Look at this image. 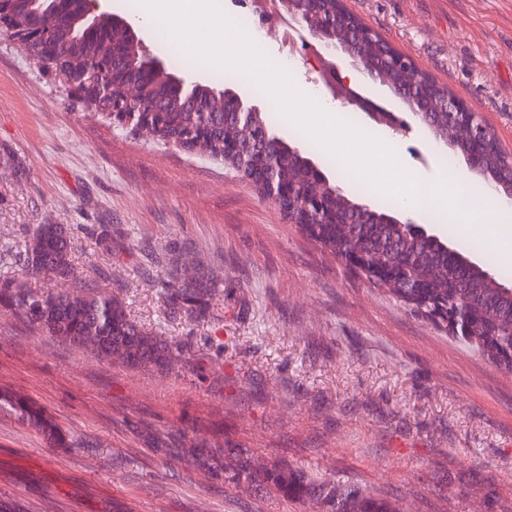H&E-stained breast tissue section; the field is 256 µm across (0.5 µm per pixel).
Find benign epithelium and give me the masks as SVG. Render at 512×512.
Segmentation results:
<instances>
[{
  "label": "benign epithelium",
  "instance_id": "7a95c632",
  "mask_svg": "<svg viewBox=\"0 0 512 512\" xmlns=\"http://www.w3.org/2000/svg\"><path fill=\"white\" fill-rule=\"evenodd\" d=\"M15 0H0V34L19 45L42 74L50 73L69 93L82 101L90 112L112 113V123L130 126L145 136L163 139L178 148L195 153L198 141L204 129L210 127L212 118L203 119L200 128L188 129L179 136L165 135L167 112L170 111L162 101L149 96L140 86L151 82L154 78L166 73L162 58L145 46L137 30L126 18L110 13L101 8L100 0H80L81 9L76 22L80 24L81 33L86 36H102L105 33L103 24H108L125 34L126 46L139 50L143 54L141 70L137 77L127 86L115 85L110 76L116 70L115 61L124 57L125 50L112 48V52L102 54L94 59V69L66 66L59 57L56 33L32 20L21 18L14 10ZM320 0H281L283 9L313 39L321 43L327 50H340L347 54L351 65L362 69L367 77L389 87L404 100L408 108L422 117L424 123L435 128L433 115L426 103L442 94V87L437 85L428 75L423 73L407 56L392 50L385 54L395 64L402 65L413 72L410 93L404 94L397 90L392 77V67L378 61H371L357 52L360 41L375 38L376 32L365 24L348 20L350 7L336 14L326 16L318 7ZM28 12L37 17L51 11L64 9L69 0H27ZM169 81L185 96V109L198 112L200 95L220 100L224 104L222 112H249L258 115L261 107L235 91L205 85L197 80L184 76L171 75ZM348 102L370 113L378 123L395 126L397 120L389 112H374L373 105L361 98L353 90L348 91ZM445 111L448 112V124L455 130V137L448 140L453 146L464 145L463 157L469 168L480 174H488L484 162V149L488 146L486 128L471 112L461 95L453 92L445 93ZM271 140L268 132L257 133L251 143L244 145L232 136L224 138V151L215 155L214 159L224 163L236 161L235 170L251 182L265 198L273 202L287 217L291 224H304V213L312 211L326 214L325 223H344L340 210L333 205V198L340 192L326 193L322 187L327 184V177L312 161L305 159L308 188H302L297 182L284 181L278 178L277 155L267 151ZM339 259L362 272L368 256L357 245L339 254ZM405 287L408 295L416 298L417 308L425 312L429 301L423 298L422 289L427 287L426 277L421 272L406 276ZM450 331L455 336L471 335L470 315L457 309L448 315Z\"/></svg>",
  "mask_w": 512,
  "mask_h": 512
}]
</instances>
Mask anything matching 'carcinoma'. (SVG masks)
<instances>
[{"label":"carcinoma","mask_w":512,"mask_h":512,"mask_svg":"<svg viewBox=\"0 0 512 512\" xmlns=\"http://www.w3.org/2000/svg\"><path fill=\"white\" fill-rule=\"evenodd\" d=\"M61 56L69 63L87 66L98 51L77 38L67 16H50ZM272 152H282L284 172L302 179L297 160L288 149L273 142ZM331 235L345 243L359 242L377 265L400 269L423 268L430 275L428 292L448 307L467 308L479 327L470 337L493 362L500 349L512 341V292L497 274L463 261L448 262V250L426 244L405 224L330 225ZM16 267L30 277H74L70 260V235L63 224H38L14 254ZM166 301L190 319L204 318L222 282L186 253L165 269ZM0 307L10 310L22 323L56 340L84 350L94 358L127 367L163 371L179 347L163 343L132 321L112 295L80 280L74 289L32 290L17 279L0 280ZM13 412L22 424L45 436L59 448H74L78 441L60 427L37 403L17 394L0 397V409ZM141 436L164 464L188 465L212 480H223L240 490H266L321 512H397L396 506L367 487L340 485L327 478L295 469L281 460L270 461L247 448H225L204 437H179L144 427Z\"/></svg>","instance_id":"cac0c4a2"}]
</instances>
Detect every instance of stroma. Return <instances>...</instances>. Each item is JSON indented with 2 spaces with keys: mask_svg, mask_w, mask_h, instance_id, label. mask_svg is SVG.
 <instances>
[{
  "mask_svg": "<svg viewBox=\"0 0 512 512\" xmlns=\"http://www.w3.org/2000/svg\"><path fill=\"white\" fill-rule=\"evenodd\" d=\"M439 85L461 94L512 154V0H348ZM203 84L271 98L247 74L192 69ZM356 92L400 127L388 134L426 182L444 157L431 131L367 77ZM35 224L71 228L77 277L180 344L169 375L101 363L0 309V386L44 405L80 442L54 448L0 411V501L16 512H305L280 497L163 467L133 428L222 424L250 448L343 483L366 484L401 512H512V372L468 348L321 249L219 162L96 119L0 41V278ZM112 253L95 252L101 227ZM469 263L497 247L453 224H426ZM224 281L207 317L166 302L168 245Z\"/></svg>",
  "mask_w": 512,
  "mask_h": 512,
  "instance_id": "stroma-1",
  "label": "stroma"
}]
</instances>
